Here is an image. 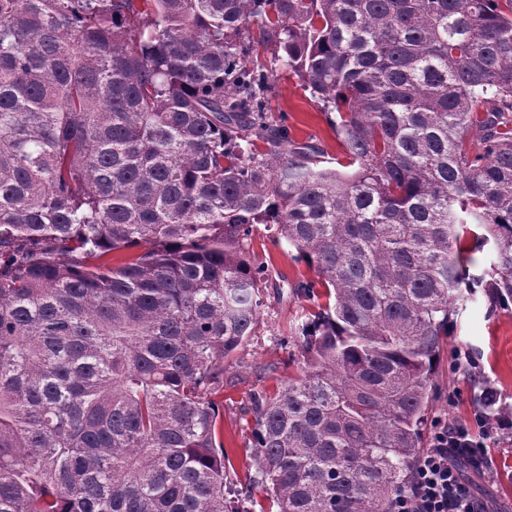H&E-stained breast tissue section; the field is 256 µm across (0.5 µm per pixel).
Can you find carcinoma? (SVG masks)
<instances>
[{"mask_svg":"<svg viewBox=\"0 0 512 512\" xmlns=\"http://www.w3.org/2000/svg\"><path fill=\"white\" fill-rule=\"evenodd\" d=\"M265 43L343 157L270 123ZM255 224L317 275L256 483L395 512L452 313L512 303V0H0V512H240L211 396L272 278Z\"/></svg>","mask_w":512,"mask_h":512,"instance_id":"carcinoma-1","label":"carcinoma"}]
</instances>
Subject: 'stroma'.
<instances>
[{"label": "stroma", "instance_id": "35a3bbf8", "mask_svg": "<svg viewBox=\"0 0 512 512\" xmlns=\"http://www.w3.org/2000/svg\"><path fill=\"white\" fill-rule=\"evenodd\" d=\"M267 108L270 122L286 126L292 138L313 142L330 155H342L333 125L293 72L278 69ZM252 249L254 259L271 268L273 283L262 291L264 306L253 336L225 361L224 390L216 397L218 438L232 464L229 478L240 486L247 485V476L257 471L248 447L253 427L251 396L275 391L282 381L299 374L302 354L286 338L305 301L296 296L293 286L314 276L294 249L274 242L264 225L254 226ZM455 321L452 335L441 341L433 366L437 391L423 431L427 447L439 427L474 423L479 412L474 396L481 382L491 383L512 403V306L491 314L480 296L460 309ZM487 452L492 466L472 487L486 512H512V432H497Z\"/></svg>", "mask_w": 512, "mask_h": 512}]
</instances>
